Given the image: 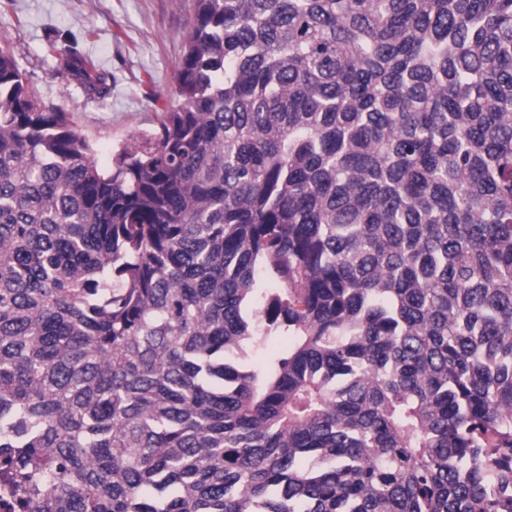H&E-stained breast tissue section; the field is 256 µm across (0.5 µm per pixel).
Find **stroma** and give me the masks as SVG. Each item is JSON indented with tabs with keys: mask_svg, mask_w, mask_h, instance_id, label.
I'll return each mask as SVG.
<instances>
[{
	"mask_svg": "<svg viewBox=\"0 0 512 512\" xmlns=\"http://www.w3.org/2000/svg\"><path fill=\"white\" fill-rule=\"evenodd\" d=\"M193 14L194 0H0V45L12 50L38 99L71 113L106 167L113 148L154 128L174 98ZM63 49L105 73L110 93L90 96L62 72Z\"/></svg>",
	"mask_w": 512,
	"mask_h": 512,
	"instance_id": "1",
	"label": "stroma"
}]
</instances>
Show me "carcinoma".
<instances>
[{
    "label": "carcinoma",
    "instance_id": "obj_1",
    "mask_svg": "<svg viewBox=\"0 0 512 512\" xmlns=\"http://www.w3.org/2000/svg\"><path fill=\"white\" fill-rule=\"evenodd\" d=\"M194 2L107 168L0 46L18 507L512 512V0Z\"/></svg>",
    "mask_w": 512,
    "mask_h": 512
}]
</instances>
